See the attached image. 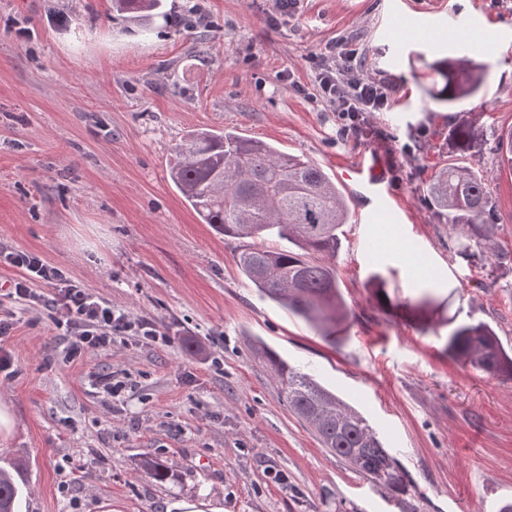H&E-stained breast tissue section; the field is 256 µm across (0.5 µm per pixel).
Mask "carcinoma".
Instances as JSON below:
<instances>
[{
	"instance_id": "obj_1",
	"label": "carcinoma",
	"mask_w": 512,
	"mask_h": 512,
	"mask_svg": "<svg viewBox=\"0 0 512 512\" xmlns=\"http://www.w3.org/2000/svg\"><path fill=\"white\" fill-rule=\"evenodd\" d=\"M112 8L146 27L162 0H112ZM441 75L445 84L438 101L448 107L477 94L483 84V74L469 69L464 58ZM449 139L457 153L479 148L480 113H459ZM496 150L512 170V128L499 133ZM175 155L168 177L203 223L226 237L248 240L236 260L245 278L262 296L331 336L348 315L332 261L349 208L330 177L302 156L226 130L191 131L175 147ZM427 194L439 221L457 241L458 257L483 259L493 267L512 261L498 246L500 224L487 179L450 163L431 179ZM270 238L286 245L271 249L265 246ZM371 286L384 309L400 305L414 315L434 303L430 285L401 304L391 299L380 273L372 274ZM446 348L448 355L484 373L512 379V355L485 324L454 326ZM265 357L288 406L313 426L323 447L374 487L391 492L400 512H409L405 473L367 420L309 374L270 351ZM22 469L20 462L8 469L0 466V512H19Z\"/></svg>"
}]
</instances>
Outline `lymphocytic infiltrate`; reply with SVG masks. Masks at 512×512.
<instances>
[{"mask_svg": "<svg viewBox=\"0 0 512 512\" xmlns=\"http://www.w3.org/2000/svg\"><path fill=\"white\" fill-rule=\"evenodd\" d=\"M315 88L323 101L336 108L345 132L351 134L362 133L365 113L381 112L392 104V88L364 74L359 51L349 44L322 53L315 73ZM0 264L20 271L9 284L8 297L26 307L49 311L53 324L65 328L70 338L68 359L109 348L124 336L136 337L141 344L163 338L155 322L133 318L112 307L91 288L72 280L65 271L38 254L0 251Z\"/></svg>", "mask_w": 512, "mask_h": 512, "instance_id": "obj_1", "label": "lymphocytic infiltrate"}]
</instances>
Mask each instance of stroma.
<instances>
[{"label": "stroma", "instance_id": "1", "mask_svg": "<svg viewBox=\"0 0 512 512\" xmlns=\"http://www.w3.org/2000/svg\"><path fill=\"white\" fill-rule=\"evenodd\" d=\"M143 33L112 0H0V247L34 252L169 340L113 342L71 360L47 311L12 300L0 402L15 427L0 465L29 461L22 512H400L323 448L289 409L261 353L275 350L357 409L410 482L417 512H499L512 501V379L449 357L450 323H484L512 348V266L466 263L427 203L457 112L480 113L486 175L512 254V170L495 148L512 126V0H166ZM473 40L448 39L450 15ZM354 40L365 74L395 89L389 111L342 134L313 92L312 54ZM485 73L455 108L434 98L435 61ZM225 129L304 156L339 181L379 155L399 224H366L346 193L336 272L349 311L336 339L262 297L239 242L204 224L167 166L188 131ZM405 298L441 288L424 319L379 307L369 279ZM125 381L119 396L99 376ZM161 460L170 480L143 469Z\"/></svg>", "mask_w": 512, "mask_h": 512}]
</instances>
